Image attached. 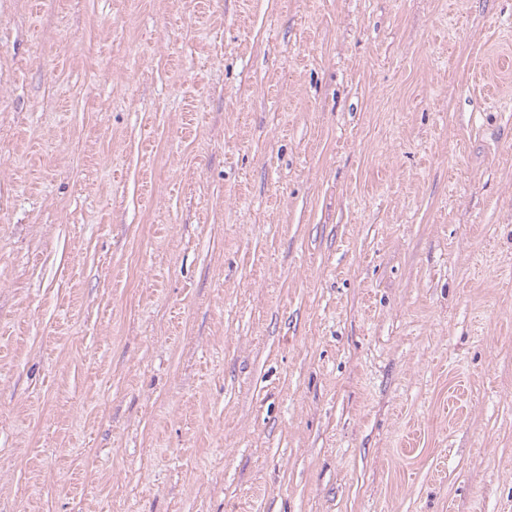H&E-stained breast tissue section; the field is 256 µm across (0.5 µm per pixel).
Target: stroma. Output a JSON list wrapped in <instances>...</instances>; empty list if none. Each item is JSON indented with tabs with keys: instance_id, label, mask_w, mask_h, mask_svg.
<instances>
[{
	"instance_id": "35a3bbf8",
	"label": "stroma",
	"mask_w": 512,
	"mask_h": 512,
	"mask_svg": "<svg viewBox=\"0 0 512 512\" xmlns=\"http://www.w3.org/2000/svg\"><path fill=\"white\" fill-rule=\"evenodd\" d=\"M0 512H512V0H0Z\"/></svg>"
}]
</instances>
